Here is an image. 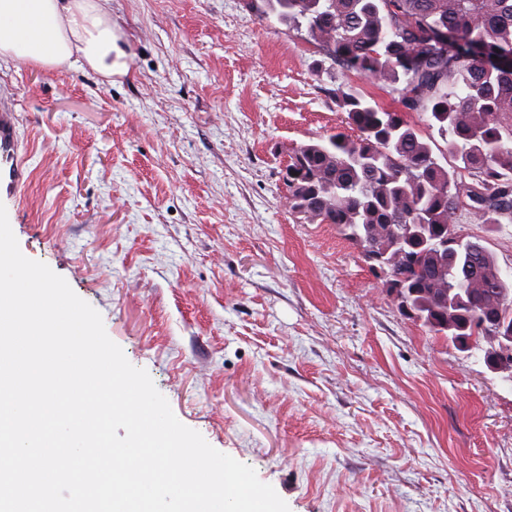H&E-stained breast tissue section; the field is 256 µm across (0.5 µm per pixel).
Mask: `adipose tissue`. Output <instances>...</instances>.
Returning a JSON list of instances; mask_svg holds the SVG:
<instances>
[{
    "mask_svg": "<svg viewBox=\"0 0 512 512\" xmlns=\"http://www.w3.org/2000/svg\"><path fill=\"white\" fill-rule=\"evenodd\" d=\"M81 64L127 75L128 56L102 0H0V66Z\"/></svg>",
    "mask_w": 512,
    "mask_h": 512,
    "instance_id": "ef3b65f1",
    "label": "adipose tissue"
}]
</instances>
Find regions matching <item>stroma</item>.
<instances>
[{"instance_id": "obj_1", "label": "stroma", "mask_w": 512, "mask_h": 512, "mask_svg": "<svg viewBox=\"0 0 512 512\" xmlns=\"http://www.w3.org/2000/svg\"><path fill=\"white\" fill-rule=\"evenodd\" d=\"M109 5L128 75L0 69L23 255L290 512H512V384L286 205L289 153L349 130L324 51L244 0ZM456 229L512 271V224Z\"/></svg>"}]
</instances>
